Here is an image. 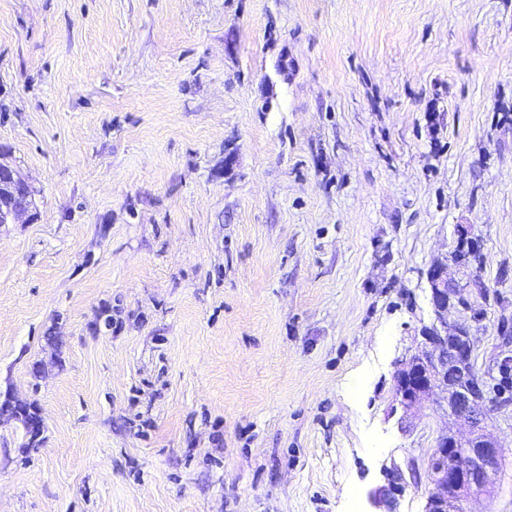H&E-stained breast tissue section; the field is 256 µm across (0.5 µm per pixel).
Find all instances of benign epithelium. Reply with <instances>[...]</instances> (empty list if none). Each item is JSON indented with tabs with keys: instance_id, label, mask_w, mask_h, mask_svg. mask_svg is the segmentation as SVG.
Listing matches in <instances>:
<instances>
[{
	"instance_id": "obj_1",
	"label": "benign epithelium",
	"mask_w": 512,
	"mask_h": 512,
	"mask_svg": "<svg viewBox=\"0 0 512 512\" xmlns=\"http://www.w3.org/2000/svg\"><path fill=\"white\" fill-rule=\"evenodd\" d=\"M0 226L16 224L23 215L37 217L36 188L10 163L1 160ZM433 319L421 330L420 350L401 360L395 374L394 396L404 413L418 409L434 393L437 407L464 421L466 437L451 431L437 437L429 457L431 485L425 512H465L472 493L493 488L503 461L499 443L485 431L487 381L476 367V351L462 314L476 311L472 280L448 277V257L434 261L426 273ZM386 484L371 496L379 507L397 504L402 490L397 469L383 471Z\"/></svg>"
}]
</instances>
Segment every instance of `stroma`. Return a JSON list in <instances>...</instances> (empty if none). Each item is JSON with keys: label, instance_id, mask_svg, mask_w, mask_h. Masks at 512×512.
Returning <instances> with one entry per match:
<instances>
[{"label": "stroma", "instance_id": "1", "mask_svg": "<svg viewBox=\"0 0 512 512\" xmlns=\"http://www.w3.org/2000/svg\"><path fill=\"white\" fill-rule=\"evenodd\" d=\"M512 0H0V512H423L394 401L470 226L512 512ZM4 153L0 151V226L16 224L28 214L33 221L37 217L36 188L22 178L18 170L10 163L2 160ZM469 229L467 226H460L458 228V239L456 245L452 251L456 261L464 262L469 265L481 268V254L478 249H475L468 240L461 238H468ZM460 237V238H459ZM383 475L387 485H383L379 487L371 496L372 503L376 507H381L382 504L384 506L388 501H391L393 506L389 512H395L397 508V492H401L402 490V475L398 469H390L386 468L383 471ZM396 475L398 478L393 481V476Z\"/></svg>", "mask_w": 512, "mask_h": 512}]
</instances>
